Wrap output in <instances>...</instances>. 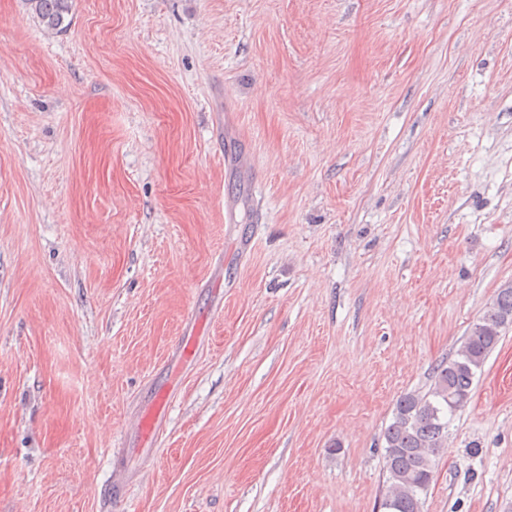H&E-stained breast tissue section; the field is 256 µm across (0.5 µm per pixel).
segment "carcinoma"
<instances>
[{
  "label": "carcinoma",
  "instance_id": "cac0c4a2",
  "mask_svg": "<svg viewBox=\"0 0 512 512\" xmlns=\"http://www.w3.org/2000/svg\"><path fill=\"white\" fill-rule=\"evenodd\" d=\"M28 2L46 30L56 33L66 28L72 0ZM511 327L512 288H501L455 356L437 364L428 391L408 392L396 401L384 433L382 512H422L436 458L447 447L448 424L468 403L477 371Z\"/></svg>",
  "mask_w": 512,
  "mask_h": 512
}]
</instances>
